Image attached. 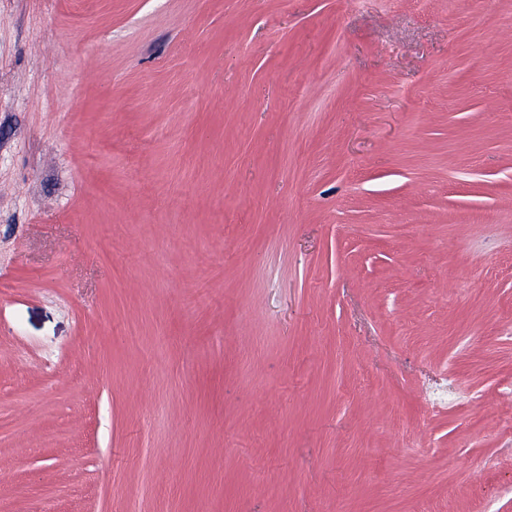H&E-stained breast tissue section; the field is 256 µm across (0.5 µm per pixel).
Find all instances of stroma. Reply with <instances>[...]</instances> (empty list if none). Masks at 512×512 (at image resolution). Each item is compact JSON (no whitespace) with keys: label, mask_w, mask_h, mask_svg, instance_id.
<instances>
[{"label":"stroma","mask_w":512,"mask_h":512,"mask_svg":"<svg viewBox=\"0 0 512 512\" xmlns=\"http://www.w3.org/2000/svg\"><path fill=\"white\" fill-rule=\"evenodd\" d=\"M51 489L512 512V0H0V512Z\"/></svg>","instance_id":"stroma-1"}]
</instances>
